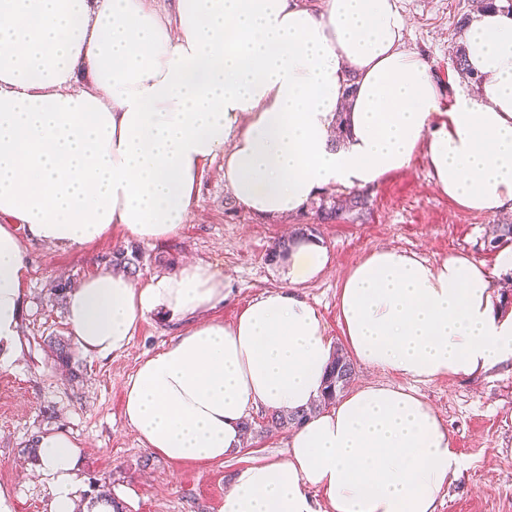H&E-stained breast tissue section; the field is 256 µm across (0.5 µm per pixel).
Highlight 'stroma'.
<instances>
[{
	"label": "stroma",
	"mask_w": 512,
	"mask_h": 512,
	"mask_svg": "<svg viewBox=\"0 0 512 512\" xmlns=\"http://www.w3.org/2000/svg\"><path fill=\"white\" fill-rule=\"evenodd\" d=\"M407 22V46L429 64L441 90L440 105L455 94H477L478 83L455 67L451 37L462 18L473 17L478 0H399ZM222 159L208 164L193 213L178 235L163 244H142L139 277L162 276L184 261L209 264L224 279V302L212 317L232 324L262 292L287 285L286 270L270 263L273 244L304 224L328 248L332 265L306 284L304 292L317 308L335 347H343L337 292L351 267L368 252L396 247L437 262L467 252L494 272L497 293L512 303V269L497 264L486 239L494 226L512 224V211L493 216L458 207L434 184L423 154L411 164L364 188L368 205L358 218L317 223L313 209L275 218L239 211L224 215ZM121 231L83 249L48 248L26 241L29 269L16 358L0 362V488L8 490L14 512H50L48 488L33 478L36 460L24 454L28 440L40 432L63 430L80 446L84 495L92 482L121 496L128 512H222L231 473L256 458L282 457L288 430L254 433L238 458L224 462H174L155 455L123 416L122 383L139 364L167 345L175 333L155 318L141 322L129 346L106 358L75 355L78 371L69 380L55 361L49 337H67L63 302L51 287L70 285L108 270L113 251L125 245ZM355 382L414 386L448 429L461 469L443 489L436 512H512V360L472 376L429 383L375 367L357 365Z\"/></svg>",
	"instance_id": "stroma-1"
}]
</instances>
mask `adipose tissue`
Instances as JSON below:
<instances>
[{
    "label": "adipose tissue",
    "instance_id": "obj_1",
    "mask_svg": "<svg viewBox=\"0 0 512 512\" xmlns=\"http://www.w3.org/2000/svg\"><path fill=\"white\" fill-rule=\"evenodd\" d=\"M397 0H0V360L26 306L23 239L81 249L121 229L163 242L189 218L203 171L253 216L302 212L329 187L365 188L424 154L463 209H512V14L484 8L459 31L480 95L439 109L405 43ZM310 237L284 257L287 286L232 324L212 318L224 280L189 261L170 274L87 276L65 298L88 357L124 351L140 323L177 326L124 383V418L172 461H224L254 414L320 396L334 343L302 291L328 267ZM358 363L432 382L512 359V311L486 264L367 253L338 292ZM51 512H73L78 450L37 435ZM459 465L436 411L410 388L367 383L294 428L285 458L236 469L223 512H435Z\"/></svg>",
    "mask_w": 512,
    "mask_h": 512
}]
</instances>
